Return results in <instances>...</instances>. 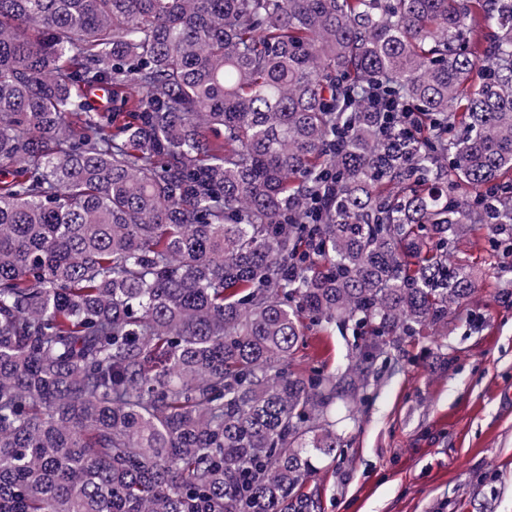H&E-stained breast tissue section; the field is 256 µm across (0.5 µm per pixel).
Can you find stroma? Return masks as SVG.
<instances>
[{"mask_svg": "<svg viewBox=\"0 0 512 512\" xmlns=\"http://www.w3.org/2000/svg\"><path fill=\"white\" fill-rule=\"evenodd\" d=\"M461 250L474 302L420 340L426 360L383 368L345 456L318 477L324 512H512V265L483 231ZM354 345L352 331L313 330L297 364L333 370Z\"/></svg>", "mask_w": 512, "mask_h": 512, "instance_id": "35a3bbf8", "label": "stroma"}]
</instances>
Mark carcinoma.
<instances>
[{
  "label": "carcinoma",
  "mask_w": 512,
  "mask_h": 512,
  "mask_svg": "<svg viewBox=\"0 0 512 512\" xmlns=\"http://www.w3.org/2000/svg\"><path fill=\"white\" fill-rule=\"evenodd\" d=\"M483 229L512 0H0V512H321L336 406L475 297ZM354 345L355 337L351 330L336 328L327 333L310 331L305 347L298 354L297 367L306 368L323 363L334 370L344 364Z\"/></svg>",
  "instance_id": "obj_1"
}]
</instances>
